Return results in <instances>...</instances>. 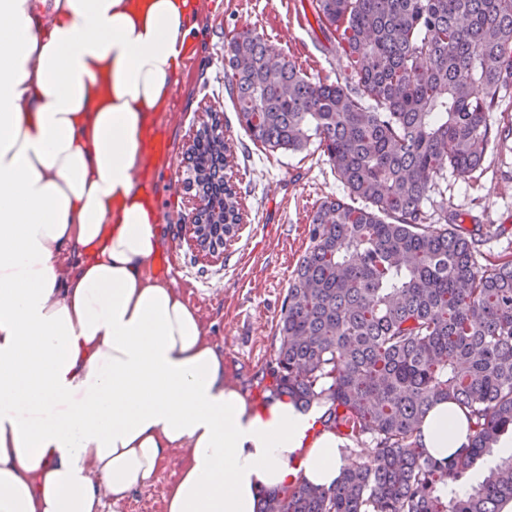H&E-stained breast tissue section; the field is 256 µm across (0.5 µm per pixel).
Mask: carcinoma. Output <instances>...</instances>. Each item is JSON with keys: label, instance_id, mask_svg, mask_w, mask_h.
Wrapping results in <instances>:
<instances>
[{"label": "carcinoma", "instance_id": "obj_1", "mask_svg": "<svg viewBox=\"0 0 512 512\" xmlns=\"http://www.w3.org/2000/svg\"><path fill=\"white\" fill-rule=\"evenodd\" d=\"M336 42V80L310 77L243 28L224 55L240 125L271 153L314 145L354 206L323 200L282 303L276 392L366 460L321 488L300 479L260 512H501L512 455L455 485L512 433V253L483 258L492 224L469 230L425 205L451 171L479 168L512 100V0H308ZM189 185L208 200V247L242 222L219 116L198 131ZM438 400L470 422L465 453L438 461L418 442Z\"/></svg>", "mask_w": 512, "mask_h": 512}]
</instances>
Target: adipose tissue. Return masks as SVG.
<instances>
[{"instance_id":"ef3b65f1","label":"adipose tissue","mask_w":512,"mask_h":512,"mask_svg":"<svg viewBox=\"0 0 512 512\" xmlns=\"http://www.w3.org/2000/svg\"><path fill=\"white\" fill-rule=\"evenodd\" d=\"M198 32L188 0H0V512H103L178 448L162 512H257L350 464L320 410L253 409L151 270L163 218L137 173ZM467 437L434 403L428 453Z\"/></svg>"}]
</instances>
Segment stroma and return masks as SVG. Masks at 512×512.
Returning a JSON list of instances; mask_svg holds the SVG:
<instances>
[{
    "mask_svg": "<svg viewBox=\"0 0 512 512\" xmlns=\"http://www.w3.org/2000/svg\"><path fill=\"white\" fill-rule=\"evenodd\" d=\"M200 38L192 44L169 99L176 111L158 113L171 167L153 174V200L165 219L162 255L173 264L172 280L207 323L212 342L224 354L232 384L250 404L272 392L269 368L280 339L277 322L291 273L308 245L307 228L316 206L328 197H346L326 156L319 150L268 153L241 127L224 85V48L233 33L254 27L271 46L292 57L308 74L335 76L336 48L318 31L307 0H199ZM220 112L230 139L233 181L243 204V221L220 258L204 257L190 243L185 222L195 206L186 182L184 153L204 109ZM510 134L488 150L479 169L449 175L432 192L428 207L447 204L465 226H499L498 237L482 250L512 251V106L491 115ZM183 451L173 452L147 488L106 512H161L163 496L175 479Z\"/></svg>",
    "mask_w": 512,
    "mask_h": 512,
    "instance_id": "35a3bbf8",
    "label": "stroma"
}]
</instances>
